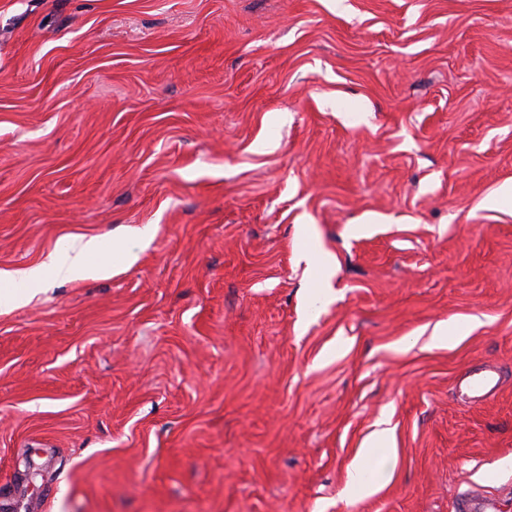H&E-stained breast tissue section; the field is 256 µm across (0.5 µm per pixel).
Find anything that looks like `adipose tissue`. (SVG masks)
<instances>
[{
	"label": "adipose tissue",
	"instance_id": "1",
	"mask_svg": "<svg viewBox=\"0 0 512 512\" xmlns=\"http://www.w3.org/2000/svg\"><path fill=\"white\" fill-rule=\"evenodd\" d=\"M107 252L108 248L101 240L75 237L49 253L39 264L1 270L0 281L9 284L10 289L0 292V310L25 305L31 299L33 289L51 277L74 282L110 276L112 261Z\"/></svg>",
	"mask_w": 512,
	"mask_h": 512
}]
</instances>
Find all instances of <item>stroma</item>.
<instances>
[{
    "label": "stroma",
    "mask_w": 512,
    "mask_h": 512,
    "mask_svg": "<svg viewBox=\"0 0 512 512\" xmlns=\"http://www.w3.org/2000/svg\"><path fill=\"white\" fill-rule=\"evenodd\" d=\"M507 183L512 0H0V269L75 236L137 256L0 313V512L512 485ZM482 362L504 386L465 405ZM385 413L379 488L346 493ZM303 258L308 262H314L322 269L321 278L316 281L312 288L314 295L317 297L315 302H321V299L326 300L331 296V283L330 280L335 274V262L328 257H323L317 252L309 250L303 255ZM502 386L501 370L494 364L484 363L461 374L455 391L460 401L475 405L494 398ZM393 450V436L391 430L382 428L370 435L363 444V449L358 457L360 461L370 459L377 451L384 452L387 456H391Z\"/></svg>",
    "instance_id": "35a3bbf8"
}]
</instances>
